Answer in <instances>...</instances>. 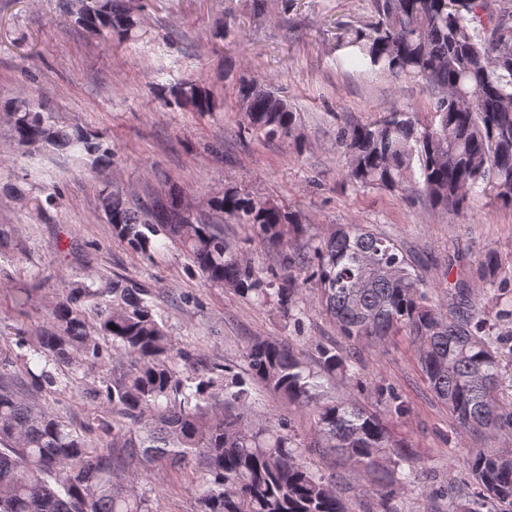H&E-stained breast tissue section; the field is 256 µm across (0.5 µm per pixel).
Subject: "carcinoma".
Instances as JSON below:
<instances>
[{
    "label": "carcinoma",
    "instance_id": "carcinoma-1",
    "mask_svg": "<svg viewBox=\"0 0 512 512\" xmlns=\"http://www.w3.org/2000/svg\"><path fill=\"white\" fill-rule=\"evenodd\" d=\"M61 7L75 26L105 41L131 39L143 26L134 0H61ZM370 13L367 24L337 35L341 63L421 78L430 118L396 112L338 128L347 179L359 188L398 190L416 161L421 193L435 208L464 214L477 193L511 207L512 4L370 0ZM171 95L201 115L223 107L200 79ZM234 98L248 101L246 129L255 136L300 140L296 112L275 89L241 77ZM6 117L22 148L93 159L100 209L120 244L150 259L165 242L178 243L209 286L260 306L276 304L302 342L252 339L242 375L176 348L150 290L88 277L64 281L49 326L20 356L24 381L0 373V512H153L137 490L151 463L199 472L196 512H349L332 477L307 463L308 448L331 451L358 469L379 492L380 512H399L396 499L413 484L417 455L389 420L405 417L407 402L392 393L383 414L324 389L336 378L363 386L357 348L396 336L409 341L456 433L489 442L512 438L498 356L512 309L494 312L469 299L448 314L399 244L366 225H340L316 237L297 211L275 199L234 189L212 197L209 215L244 224L277 247L279 271L264 274L224 239L220 224L185 212L178 188L146 203L112 188L110 149L95 134L58 124L46 100L19 97ZM21 185L7 190L31 213L49 215L57 189L41 198ZM9 246L22 251L13 226L0 224V248ZM502 270L498 252L484 253L468 293L487 296L501 287ZM307 288L316 289L346 348L304 335L299 303ZM102 336L115 351L112 374L105 387L82 397L112 411L78 427L45 408L38 394L69 371L98 363ZM256 384L308 412L309 434L299 437L286 415L253 420ZM465 463L478 493L457 502L455 512H512V452L482 448Z\"/></svg>",
    "mask_w": 512,
    "mask_h": 512
}]
</instances>
